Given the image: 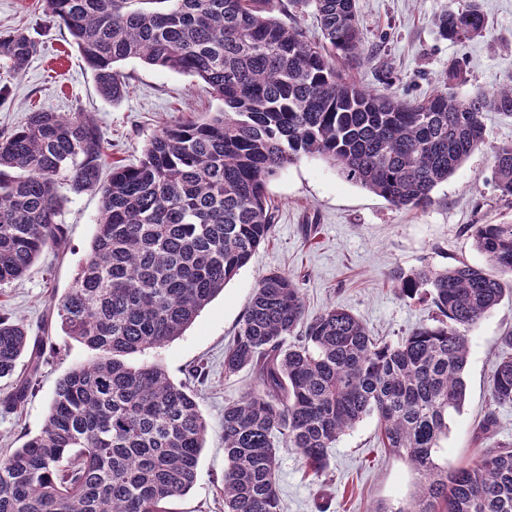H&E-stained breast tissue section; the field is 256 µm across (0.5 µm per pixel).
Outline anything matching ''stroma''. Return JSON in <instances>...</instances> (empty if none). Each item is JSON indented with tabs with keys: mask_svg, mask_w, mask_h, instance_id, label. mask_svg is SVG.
Here are the masks:
<instances>
[{
	"mask_svg": "<svg viewBox=\"0 0 512 512\" xmlns=\"http://www.w3.org/2000/svg\"><path fill=\"white\" fill-rule=\"evenodd\" d=\"M451 0H357L365 52L350 70L359 82L400 97H418L437 87L452 58L462 60L465 80L454 87L464 100L479 90L512 84V0H482L487 17L483 34L462 43L440 39L432 20ZM22 31L38 44L25 74L0 63V132L20 125L28 112L84 110L97 122L108 161L137 162L148 141L166 126L217 111L221 103L199 79L130 59L120 68L129 92L120 102L97 91L92 73L67 29L43 22L37 0H0V32ZM485 142L433 193L426 209H399L347 181L327 161L304 157L282 169L267 187L275 209L273 233L249 263L207 305L183 336L161 352L173 381L187 380L194 366L208 377L197 385L209 434L199 458L197 478L175 512H224L219 491L224 472L223 416L226 403L256 384L250 370L224 373V349L232 341L260 276L285 271L298 281L307 317L337 305L358 317L372 336L397 342L413 328L430 323L429 306L397 292L396 276L429 266L441 269L465 262L488 267L468 232L472 224H512V204L500 198L491 180L496 147L512 145V116H484ZM59 220L66 226L63 250L43 252L27 274L0 288V316L23 321L43 341L42 365L26 402L8 412L0 407V456L38 434L60 378L92 356L64 336L51 311L53 296L71 287L90 251L99 215V197L61 191ZM512 334V299L480 320L469 332L471 353L464 380L466 399L448 422L441 464L448 468L477 459L485 444L476 428L491 408L490 378L503 352L501 339ZM495 408V407H492ZM496 437L512 441V406L495 408ZM280 497L285 512H394L415 492L417 478L406 461L381 448L378 419L364 417L330 450L321 478L306 472L293 448L278 455ZM328 493L320 510V493Z\"/></svg>",
	"mask_w": 512,
	"mask_h": 512,
	"instance_id": "obj_1",
	"label": "stroma"
}]
</instances>
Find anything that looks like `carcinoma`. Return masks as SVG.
Returning <instances> with one entry per match:
<instances>
[{
    "instance_id": "cac0c4a2",
    "label": "carcinoma",
    "mask_w": 512,
    "mask_h": 512,
    "mask_svg": "<svg viewBox=\"0 0 512 512\" xmlns=\"http://www.w3.org/2000/svg\"><path fill=\"white\" fill-rule=\"evenodd\" d=\"M309 5L317 38L273 16V0H41L103 96L125 97L118 64L139 59L203 81L223 107L163 128L105 180L106 146L86 112L33 111L0 134L1 287L64 244L59 187L101 199L91 250L53 303L62 333L95 355L60 379L41 432L0 459V512H172L196 481L209 425L195 390L173 382L157 353L271 237L267 183L318 156L396 208L425 209L483 143V114H512V86L455 97L458 59L422 99L359 84L349 72L364 49L355 0H289ZM434 26L462 42L482 34L486 16L469 0ZM37 51L23 32L0 35V61L17 75ZM491 180L512 203V146L494 151ZM469 231L494 272L462 263L399 273L400 294L430 300L435 316L395 343L336 305L307 321L293 277H260L224 349V374L249 367L257 381L224 405V512H281L279 448L298 450L318 478L329 449L370 414L382 447L417 475L394 512H512V441L455 470L437 463L465 401L468 333L512 297V224ZM503 340L495 406L512 404V334ZM24 353L28 373L17 377ZM41 364L25 326L0 317V379L15 377L5 407L25 402Z\"/></svg>"
}]
</instances>
